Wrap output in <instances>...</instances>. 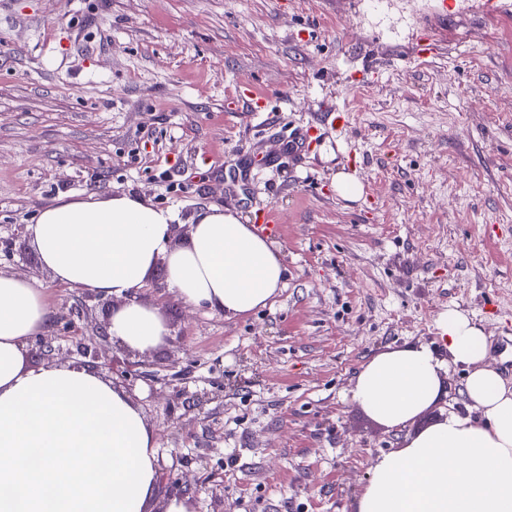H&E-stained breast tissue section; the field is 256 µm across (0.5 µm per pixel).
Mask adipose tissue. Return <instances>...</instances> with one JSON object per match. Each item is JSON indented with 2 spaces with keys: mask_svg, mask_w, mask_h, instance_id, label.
Here are the masks:
<instances>
[{
  "mask_svg": "<svg viewBox=\"0 0 512 512\" xmlns=\"http://www.w3.org/2000/svg\"><path fill=\"white\" fill-rule=\"evenodd\" d=\"M174 221L129 194L68 197L27 231L55 281L124 297L107 332L145 353L167 327L133 294L157 264L184 303L228 318L266 306L286 276L272 243L233 213L200 209L181 245ZM52 321L43 288L0 272V512H153L156 439L128 393L85 366L29 364L28 340ZM438 327L447 358L421 343L387 348L362 366L352 399L399 428L437 401L446 364H461L483 420L453 415L407 437L375 464L356 512H512V385L485 367L486 336L465 313L448 310Z\"/></svg>",
  "mask_w": 512,
  "mask_h": 512,
  "instance_id": "obj_1",
  "label": "adipose tissue"
}]
</instances>
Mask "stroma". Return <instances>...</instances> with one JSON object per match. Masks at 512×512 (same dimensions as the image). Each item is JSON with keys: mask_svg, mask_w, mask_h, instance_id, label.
Returning a JSON list of instances; mask_svg holds the SVG:
<instances>
[{"mask_svg": "<svg viewBox=\"0 0 512 512\" xmlns=\"http://www.w3.org/2000/svg\"><path fill=\"white\" fill-rule=\"evenodd\" d=\"M432 34L437 55L417 60ZM338 104L345 130L291 147ZM340 171L359 201L337 195ZM89 193L174 211L178 242L207 206L281 214L272 305L227 319L184 304L159 265L136 297L164 342L104 344L137 373L189 512H354L405 437L480 420L455 365L400 429L351 398L387 347L444 355L448 310L483 327L487 365L512 381V24L480 0H0V271L43 288L72 352L66 322L95 335L123 300L55 281L13 232ZM336 193L343 199L356 201L363 195V185L347 172L336 173Z\"/></svg>", "mask_w": 512, "mask_h": 512, "instance_id": "35a3bbf8", "label": "stroma"}]
</instances>
